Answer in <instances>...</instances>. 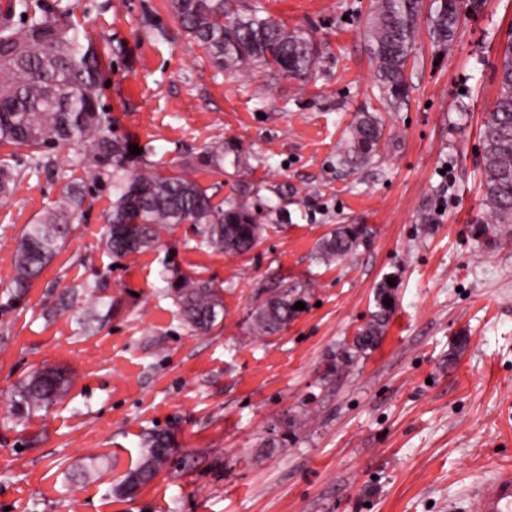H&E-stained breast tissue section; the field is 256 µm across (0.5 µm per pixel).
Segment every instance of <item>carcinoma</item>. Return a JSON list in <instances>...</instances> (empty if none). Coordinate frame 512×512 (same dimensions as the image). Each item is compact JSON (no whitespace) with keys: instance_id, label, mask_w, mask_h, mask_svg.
<instances>
[{"instance_id":"1","label":"carcinoma","mask_w":512,"mask_h":512,"mask_svg":"<svg viewBox=\"0 0 512 512\" xmlns=\"http://www.w3.org/2000/svg\"><path fill=\"white\" fill-rule=\"evenodd\" d=\"M481 0H432L428 35L435 47L451 43L468 12ZM172 14L207 54L218 70L248 75L258 69L273 77L307 79L320 53L317 43L302 30H288L259 11L245 15L232 0H169ZM422 0H373L367 38L375 68L379 98L389 108L405 104L409 96L408 61L415 45ZM8 11L27 15L18 24L0 22V146L13 152L0 160V194L11 191L17 172L9 163L26 155L38 166L45 153L61 143L82 146L93 178L112 185V206L106 216V249L120 258L154 248L174 224L200 226L201 245L225 254L249 252L262 231L264 211L260 189L245 186L238 198L217 200L190 172L199 168L223 173L224 158L234 156L233 167L247 162L238 148L220 140L210 143L194 163L164 174L129 165L126 140L113 134L112 121L100 109L101 53L92 41L61 27L30 0H9ZM499 93L480 127L484 205L497 224H512V40L503 44L496 69ZM383 137L380 120L370 112L359 116L350 132L344 164H362L378 153ZM84 201L83 187L74 183L47 208L34 224L26 225L14 249L15 274L10 287L20 295L31 287L75 230ZM368 235L361 224H339L315 246L321 263L341 260L355 251ZM186 324L206 330L224 310L211 284L174 273L170 281ZM396 286L382 281L374 293L375 310L352 343L334 360L342 369L377 347L394 313ZM304 285L280 289L261 302L253 313L254 329L261 335L282 330L295 317L292 306L302 300ZM71 386L62 369L31 373L16 387L11 414L18 420L54 405ZM169 434L150 436L138 465L128 471L120 487L134 480L151 482L168 462Z\"/></svg>"}]
</instances>
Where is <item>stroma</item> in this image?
<instances>
[{"label":"stroma","instance_id":"1","mask_svg":"<svg viewBox=\"0 0 512 512\" xmlns=\"http://www.w3.org/2000/svg\"><path fill=\"white\" fill-rule=\"evenodd\" d=\"M62 25L106 43L99 104L120 138L177 166L216 140L249 158L239 176L198 180L217 198L260 187L281 212L251 251L201 247L178 224L152 250H106L109 183L64 143L41 167L15 156L0 198V512H450L512 464V224L482 202L480 126L497 96L512 0H486L452 44L419 31L409 100L385 107L366 36L371 0H235L307 32L321 55L301 82L215 68L168 0H40ZM383 140L344 165L359 112ZM86 187L70 241L21 298L13 251L61 190ZM339 224L369 237L346 258L316 261ZM209 281L224 299L214 326H186L161 273ZM395 311L379 346L341 371L336 353L374 309L386 277ZM306 285L305 307L260 335L255 308ZM76 288L72 309L60 298ZM99 322L91 330L83 311ZM43 366L67 371L63 400L17 425L14 386ZM176 443L134 496L117 492L152 432Z\"/></svg>","mask_w":512,"mask_h":512}]
</instances>
